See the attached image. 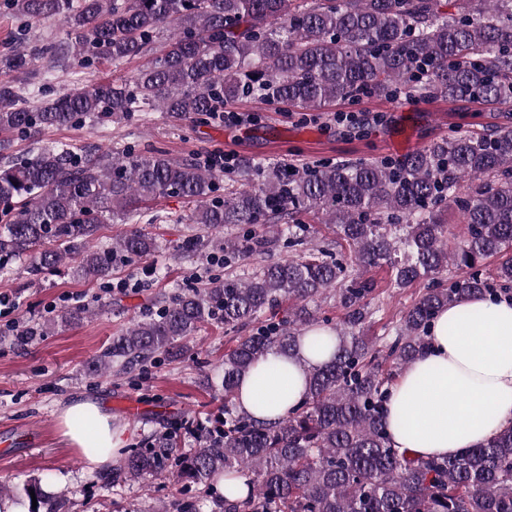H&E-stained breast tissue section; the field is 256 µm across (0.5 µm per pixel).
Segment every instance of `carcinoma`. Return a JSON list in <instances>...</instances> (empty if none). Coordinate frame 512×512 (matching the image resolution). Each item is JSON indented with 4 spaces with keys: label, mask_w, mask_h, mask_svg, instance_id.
Here are the masks:
<instances>
[{
    "label": "carcinoma",
    "mask_w": 512,
    "mask_h": 512,
    "mask_svg": "<svg viewBox=\"0 0 512 512\" xmlns=\"http://www.w3.org/2000/svg\"><path fill=\"white\" fill-rule=\"evenodd\" d=\"M453 12H448V7ZM25 22L58 19L67 41L0 53V271L32 275L73 262V276L104 281L119 266L161 252L143 225L163 217L143 204L192 205L175 222L206 234L246 225L241 236L205 242L224 262L295 249L242 274L213 277L162 298L156 311L112 337L89 363L131 374L178 359L207 325L235 332L215 377L223 427L197 428L199 447L176 452V433L141 448L110 450L106 484L166 476L193 483L211 512H512V425L453 457L420 459L391 447L385 412L399 372L427 345L439 313L464 296L512 295V0H7ZM94 71L143 60L126 79L46 97L52 72ZM402 96L476 102L509 113L496 128L431 142L399 161L297 167L239 157L221 171L125 143L45 142L66 126L104 128L152 112L199 121L243 98L290 111ZM28 140L34 148L14 151ZM466 234L448 249L443 215ZM130 225L104 247L96 234ZM308 224H333L336 241L308 245ZM429 282L392 334L367 335L375 281ZM331 295L338 320L311 303ZM285 315H275L280 307ZM336 333L330 358L311 368L304 399L270 425L240 411L239 381L270 354L299 355L304 331ZM35 479L18 490L28 512H68Z\"/></svg>",
    "instance_id": "cac0c4a2"
}]
</instances>
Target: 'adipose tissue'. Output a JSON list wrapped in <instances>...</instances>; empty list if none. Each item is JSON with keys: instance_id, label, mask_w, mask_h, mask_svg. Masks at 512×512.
Returning a JSON list of instances; mask_svg holds the SVG:
<instances>
[{"instance_id": "adipose-tissue-1", "label": "adipose tissue", "mask_w": 512, "mask_h": 512, "mask_svg": "<svg viewBox=\"0 0 512 512\" xmlns=\"http://www.w3.org/2000/svg\"><path fill=\"white\" fill-rule=\"evenodd\" d=\"M327 356L302 347L298 357L269 355L239 382L236 403L274 423L307 391L308 370ZM86 417L91 431L70 422ZM66 443L90 469L109 462L103 451L124 444L125 431L92 399L62 409ZM512 424V301L466 297L433 322L426 348L389 389L386 426L392 447L421 458L452 457Z\"/></svg>"}]
</instances>
